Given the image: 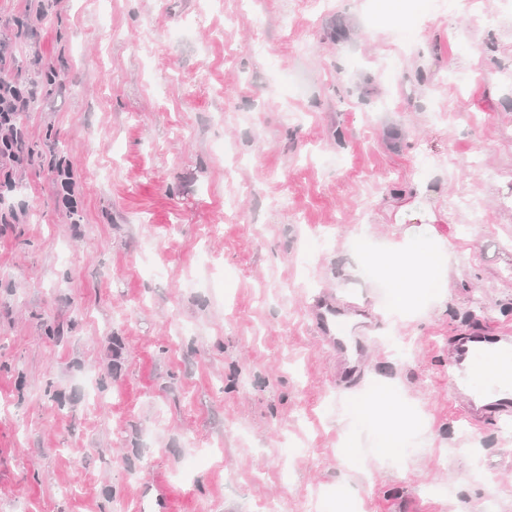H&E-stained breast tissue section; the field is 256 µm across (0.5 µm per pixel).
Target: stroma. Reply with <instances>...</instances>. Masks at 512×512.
<instances>
[{
	"mask_svg": "<svg viewBox=\"0 0 512 512\" xmlns=\"http://www.w3.org/2000/svg\"><path fill=\"white\" fill-rule=\"evenodd\" d=\"M29 4L0 0V68L38 83L26 145L72 163L83 221L14 170L0 512H135L158 479L167 512H512V429L471 427L448 381L449 337L512 328V0L433 12L410 47L379 0ZM436 235L397 310L387 251ZM323 291L374 320L357 382ZM309 311L321 332L322 341L336 351L339 379L342 380L346 373L358 374L364 344L359 336H349L347 329L341 330L338 325L356 317H368L357 306L325 295L316 297Z\"/></svg>",
	"mask_w": 512,
	"mask_h": 512,
	"instance_id": "obj_1",
	"label": "stroma"
}]
</instances>
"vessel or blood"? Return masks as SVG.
<instances>
[{"mask_svg":"<svg viewBox=\"0 0 512 512\" xmlns=\"http://www.w3.org/2000/svg\"><path fill=\"white\" fill-rule=\"evenodd\" d=\"M322 340L336 353L338 375L358 373L364 344L360 337L341 330V323L359 317L360 309L332 296H319L309 307ZM454 372V389L467 405L472 425L486 418L498 424L512 422V332L486 331L463 336L448 349Z\"/></svg>","mask_w":512,"mask_h":512,"instance_id":"vessel-or-blood-1","label":"vessel or blood"}]
</instances>
